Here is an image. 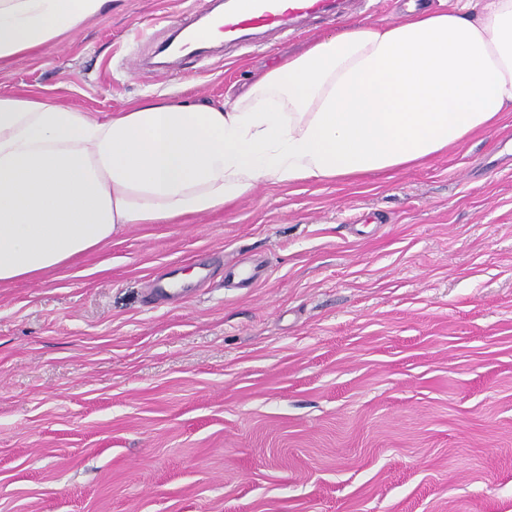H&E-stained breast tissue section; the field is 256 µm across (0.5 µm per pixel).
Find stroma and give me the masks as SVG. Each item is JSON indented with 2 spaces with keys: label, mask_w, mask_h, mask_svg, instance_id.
Masks as SVG:
<instances>
[{
  "label": "stroma",
  "mask_w": 512,
  "mask_h": 512,
  "mask_svg": "<svg viewBox=\"0 0 512 512\" xmlns=\"http://www.w3.org/2000/svg\"><path fill=\"white\" fill-rule=\"evenodd\" d=\"M205 0H112L0 91L95 116L242 94L345 24L140 68ZM512 113L420 164L131 224L0 287V512H512ZM264 280L224 283L253 255ZM162 275L178 295L154 299Z\"/></svg>",
  "instance_id": "1"
}]
</instances>
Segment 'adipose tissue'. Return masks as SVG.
<instances>
[{"label":"adipose tissue","mask_w":512,"mask_h":512,"mask_svg":"<svg viewBox=\"0 0 512 512\" xmlns=\"http://www.w3.org/2000/svg\"><path fill=\"white\" fill-rule=\"evenodd\" d=\"M112 0H0V63L77 35ZM512 112V0H456L313 39L242 97L150 98L106 118L0 92V285L261 185L396 171Z\"/></svg>","instance_id":"ef3b65f1"}]
</instances>
